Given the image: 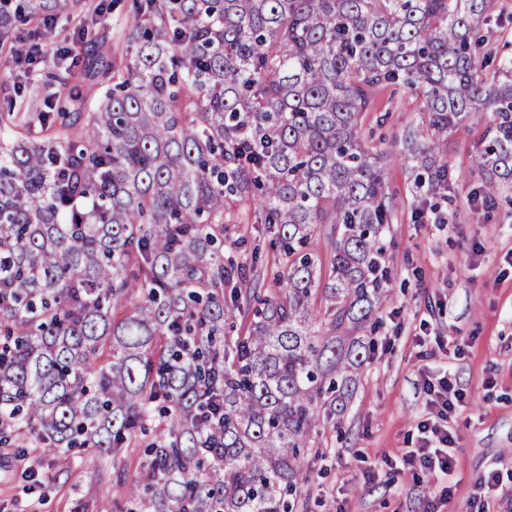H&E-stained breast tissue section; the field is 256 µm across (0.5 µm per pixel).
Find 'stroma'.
<instances>
[{"mask_svg": "<svg viewBox=\"0 0 512 512\" xmlns=\"http://www.w3.org/2000/svg\"><path fill=\"white\" fill-rule=\"evenodd\" d=\"M417 103L414 91L383 86L363 122L367 142L392 155L385 169L394 201L386 234L392 289L348 413L340 428L320 427L323 457L302 461L307 512H422L424 490L410 474L370 481L364 473L370 463L409 447L425 416L423 382L447 368L465 402L450 421L458 484L443 512H470L476 480L491 471L500 489L494 512H512V203L481 209L467 202L480 181L475 146L489 124L488 113L476 112L448 137L451 192L431 198L427 219L416 221L419 203L401 148L419 122ZM241 237L259 247L261 278L273 287L282 260L262 225H229L225 259L244 261L232 246ZM30 467L42 482L33 492L20 479ZM111 477L108 457L92 468L72 454L0 450V512H75L82 497L109 501L112 512H121Z\"/></svg>", "mask_w": 512, "mask_h": 512, "instance_id": "obj_1", "label": "stroma"}]
</instances>
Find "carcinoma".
<instances>
[{"label": "carcinoma", "mask_w": 512, "mask_h": 512, "mask_svg": "<svg viewBox=\"0 0 512 512\" xmlns=\"http://www.w3.org/2000/svg\"><path fill=\"white\" fill-rule=\"evenodd\" d=\"M489 4L136 0L108 45L98 4L0 0V61L64 13L106 46L0 108V448L110 453L120 486L150 432L123 512H301L298 460L340 427L389 299V154L360 137L375 90L417 91L418 192L450 191L439 144L473 112L491 113L473 199L512 190V56L487 82ZM227 224L267 225L284 254L251 312ZM144 440L139 436L123 455L122 464L128 482L138 481L143 474V466L146 460L145 448H143Z\"/></svg>", "instance_id": "cac0c4a2"}]
</instances>
